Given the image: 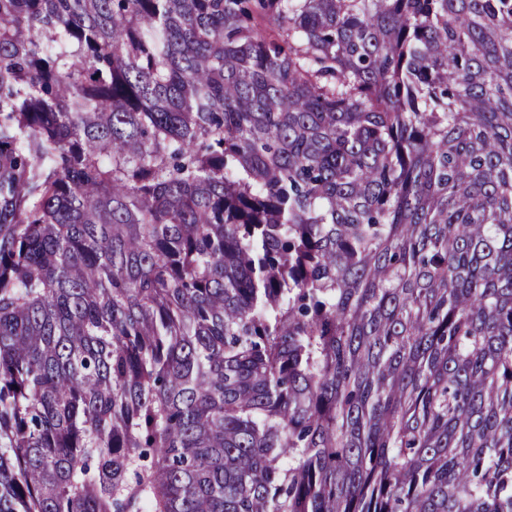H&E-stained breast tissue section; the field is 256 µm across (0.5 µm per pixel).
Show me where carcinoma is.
Instances as JSON below:
<instances>
[{"mask_svg": "<svg viewBox=\"0 0 512 512\" xmlns=\"http://www.w3.org/2000/svg\"><path fill=\"white\" fill-rule=\"evenodd\" d=\"M0 512H512V0H0Z\"/></svg>", "mask_w": 512, "mask_h": 512, "instance_id": "obj_1", "label": "carcinoma"}]
</instances>
